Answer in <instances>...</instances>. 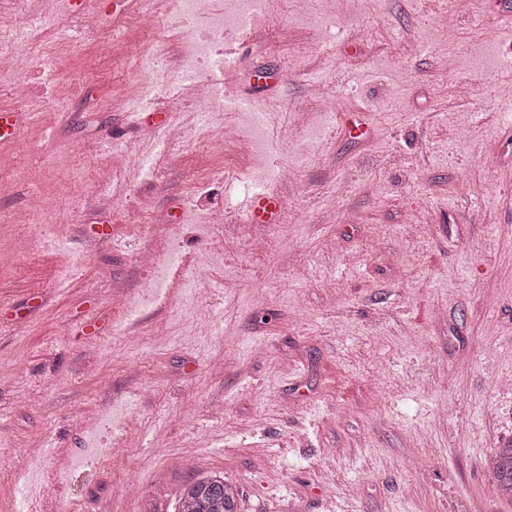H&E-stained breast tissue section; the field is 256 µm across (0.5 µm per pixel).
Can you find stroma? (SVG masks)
<instances>
[{"label": "stroma", "mask_w": 512, "mask_h": 512, "mask_svg": "<svg viewBox=\"0 0 512 512\" xmlns=\"http://www.w3.org/2000/svg\"><path fill=\"white\" fill-rule=\"evenodd\" d=\"M82 2L98 31L66 6L0 98L35 117L30 159L0 144V512H179L210 474L239 512H512V0H263L244 29L202 0L241 103L206 116L126 50L178 46L172 0H136L146 35ZM227 125L251 153L210 151ZM272 191L282 224L242 223ZM147 250L184 277L144 287ZM494 483L503 495L512 498V439L496 448L492 459Z\"/></svg>", "instance_id": "1"}]
</instances>
